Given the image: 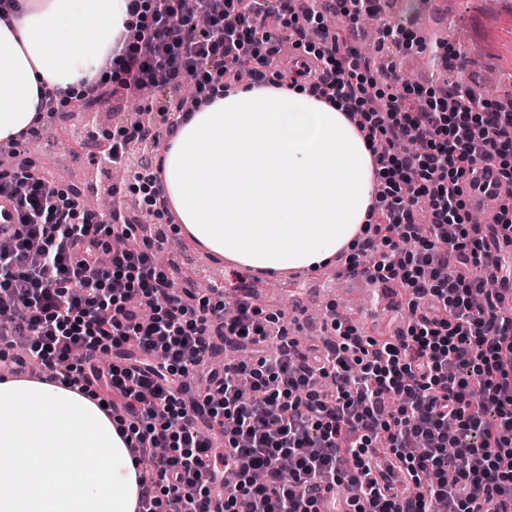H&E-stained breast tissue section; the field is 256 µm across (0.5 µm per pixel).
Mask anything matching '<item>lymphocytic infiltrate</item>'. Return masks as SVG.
<instances>
[{
    "label": "lymphocytic infiltrate",
    "instance_id": "obj_1",
    "mask_svg": "<svg viewBox=\"0 0 512 512\" xmlns=\"http://www.w3.org/2000/svg\"><path fill=\"white\" fill-rule=\"evenodd\" d=\"M198 2L202 26L178 21L182 0H152L149 25L112 59L120 81H100L97 99L155 83L229 88L238 80L223 67L228 58L246 65L254 84L278 86L283 76L266 51L275 32L299 47L326 10L353 25L380 10V0ZM360 58L328 33L302 75L314 95L348 107L374 148L371 224L343 265L349 276L403 286L408 318L391 336L338 321L334 342L302 346L278 316H262L243 277L226 319L195 289L173 291L153 241L111 251L112 239L139 230L120 210L102 222L80 191L27 160L0 172V199L17 216L1 233L14 248L0 254V305L15 316L0 328V357L13 355L18 374L105 402L142 469L136 512H211L210 458L237 478L224 512H324L340 485L351 490L350 512H432L437 502L447 512H512V264L492 258L512 245V111L474 105L457 87L415 90L426 102L415 109L384 91L398 79L393 70L360 69ZM185 116L176 106L161 128H119L90 161L118 164L128 143L152 146ZM490 168L507 188L496 221H465L467 176ZM487 264L489 290L471 275ZM214 336L225 350L258 351L257 361L213 367ZM104 353L114 358L106 369ZM195 372L214 390L200 424L179 397ZM244 373L248 402L237 391ZM155 446L165 457L150 456ZM380 446L405 468L404 491L380 482Z\"/></svg>",
    "mask_w": 512,
    "mask_h": 512
}]
</instances>
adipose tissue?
Returning a JSON list of instances; mask_svg holds the SVG:
<instances>
[{"instance_id": "adipose-tissue-1", "label": "adipose tissue", "mask_w": 512, "mask_h": 512, "mask_svg": "<svg viewBox=\"0 0 512 512\" xmlns=\"http://www.w3.org/2000/svg\"><path fill=\"white\" fill-rule=\"evenodd\" d=\"M128 0H21L0 19V141L31 128L42 93L86 96L141 14ZM163 154L184 233L269 274L315 271L365 235L367 143L308 85L216 86ZM139 468L97 400L58 383L0 381V512H135Z\"/></svg>"}]
</instances>
